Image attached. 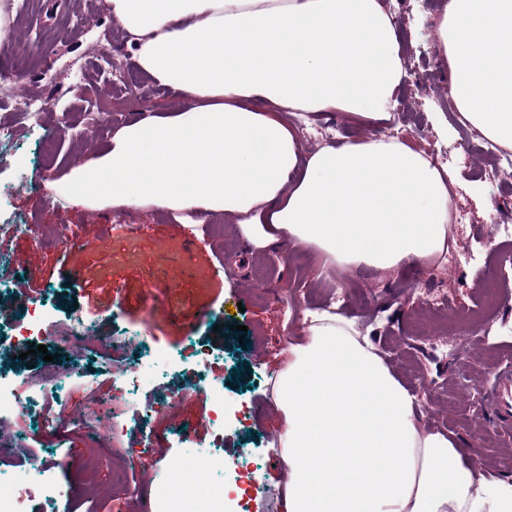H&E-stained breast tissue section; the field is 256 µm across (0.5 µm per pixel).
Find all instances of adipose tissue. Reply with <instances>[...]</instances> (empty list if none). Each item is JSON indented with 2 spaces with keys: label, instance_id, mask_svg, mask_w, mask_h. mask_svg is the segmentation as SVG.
<instances>
[{
  "label": "adipose tissue",
  "instance_id": "obj_1",
  "mask_svg": "<svg viewBox=\"0 0 512 512\" xmlns=\"http://www.w3.org/2000/svg\"><path fill=\"white\" fill-rule=\"evenodd\" d=\"M108 3L140 68L186 105L116 129L55 194L88 209L221 217L257 246L286 237L340 266L392 270L446 251L447 170L396 137L307 154L288 122L390 120L406 70L381 0ZM437 42L462 118L511 150L512 0H447ZM298 329L275 384L285 512H512V481L421 426L415 395L351 319L306 312Z\"/></svg>",
  "mask_w": 512,
  "mask_h": 512
}]
</instances>
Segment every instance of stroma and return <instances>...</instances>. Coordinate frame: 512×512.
Here are the masks:
<instances>
[{"label": "stroma", "mask_w": 512, "mask_h": 512, "mask_svg": "<svg viewBox=\"0 0 512 512\" xmlns=\"http://www.w3.org/2000/svg\"><path fill=\"white\" fill-rule=\"evenodd\" d=\"M94 2L37 0L22 21L30 64L19 74L21 93L75 81L90 94L102 86L92 50L103 29H116V22L105 13L77 32L65 24L69 10L90 14ZM441 10L442 0H412L402 14L397 37L411 64L423 67L432 59ZM450 80L443 71L429 92L405 88L408 109L399 114L398 127L403 141L450 160L460 216L451 237L456 250L476 258L462 277L436 262L392 271L342 266L339 279L333 280L315 250L284 238L252 251L234 224H196L190 214L176 217L155 209H108L102 218L88 220L83 207L53 201L44 167L52 165L62 175L78 161L103 153L111 129L87 127L85 105L72 94L40 126L14 121L0 109V125L14 126L12 137L0 142V358L34 383L49 368L80 362L82 371L71 380V404L81 402L92 387L112 405L135 402L148 424L147 437L121 438L106 451L89 425L60 432L19 420L15 426L21 439L39 437L44 443L40 457L62 466L95 455L102 483L124 469L125 453L132 447L150 469L166 466L177 455L207 451L216 446L209 428L185 437L179 431L184 422L207 417L212 409L209 391L180 396L165 412L153 409L164 392L202 371L224 393V441L219 445L224 469L216 473V481L234 480L240 467H248L253 480L245 494L251 512H283L286 485L274 478L272 467L282 451L283 420L273 386L288 360L284 338L303 311L329 306L331 296L342 291L346 297L339 310L362 333L373 336L398 379L417 394L425 424L454 434L462 444L476 445L478 465L512 479V464L502 462L507 437L479 423L483 390L512 351V296L504 297L502 310L490 320V333L461 320L475 307L481 288L494 279L501 242L492 213L480 212L478 205L498 199L512 204V173L490 172L478 154L464 153V141L478 142L481 134L462 129L451 116ZM174 97L146 78L136 90L112 89L100 107L111 112L113 127H119L149 109L177 110ZM329 122L337 129L338 144L374 134L348 114L322 112L295 122L303 132L304 151L322 146L319 127ZM74 268L82 271V278L70 277ZM433 289L446 296L439 315L427 301ZM35 301L44 305L54 331L81 319L106 343L148 336L172 353V363L157 379H144L133 394L118 378L139 355L138 342L129 354L108 359L89 349L73 351L43 335L38 342L54 354V362L44 361L39 353L23 355L14 328L25 322ZM162 308L191 313L193 319L173 330L159 316ZM241 325L246 328L242 334L237 331Z\"/></svg>", "instance_id": "stroma-1"}]
</instances>
